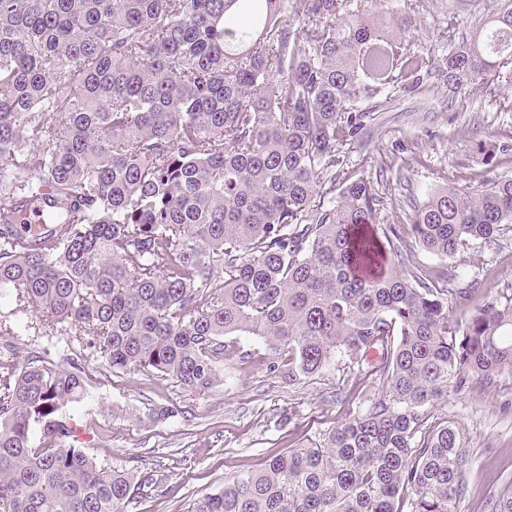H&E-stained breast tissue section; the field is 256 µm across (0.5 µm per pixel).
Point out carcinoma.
I'll list each match as a JSON object with an SVG mask.
<instances>
[{"label":"carcinoma","mask_w":512,"mask_h":512,"mask_svg":"<svg viewBox=\"0 0 512 512\" xmlns=\"http://www.w3.org/2000/svg\"><path fill=\"white\" fill-rule=\"evenodd\" d=\"M382 0H0V293L38 333L74 328L112 369L194 394L251 354L288 380L344 364L378 393L307 444L224 480L188 512H458L466 459L437 403L512 374V292L465 320L476 279L433 272L381 228L350 168L392 94L450 91L512 54V0L445 63ZM49 185L45 226L17 219ZM512 224V176L414 206L424 250L455 257ZM78 358L0 353V512H128L134 476L77 440ZM512 512V487L490 502Z\"/></svg>","instance_id":"carcinoma-1"}]
</instances>
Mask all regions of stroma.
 <instances>
[{"label":"stroma","mask_w":512,"mask_h":512,"mask_svg":"<svg viewBox=\"0 0 512 512\" xmlns=\"http://www.w3.org/2000/svg\"><path fill=\"white\" fill-rule=\"evenodd\" d=\"M483 2L430 0L429 13L410 23L415 48L439 61L446 58L451 47L438 40L439 28L454 17L463 32H475ZM479 140L497 147L494 162L477 151ZM351 162L379 179L389 203L387 222L399 225L405 247L425 266L452 265L462 275L478 276L482 300L512 289V228L448 260L422 250L410 224L413 202L432 189L448 182L478 189L493 175H512L511 111L476 86L465 97H451L447 83L434 79L426 90L393 98ZM0 315L19 326L16 335L0 338V351L24 357L37 350L59 363L77 345L70 335L35 343L25 330L35 316L19 311L12 293L0 295ZM237 342L249 359L220 363L217 386L203 395L169 377L115 371L87 360L89 393L71 408L85 448L102 464L137 474L161 469L166 475L162 493L138 491L128 512H187L195 499L222 487L225 477L324 433L374 393L346 370L330 368L292 382L271 375L259 339L241 336ZM159 408L168 409V416L155 417ZM435 414L455 422L468 460L458 512H489L490 501L512 484V375L492 384L472 382Z\"/></svg>","instance_id":"obj_1"}]
</instances>
